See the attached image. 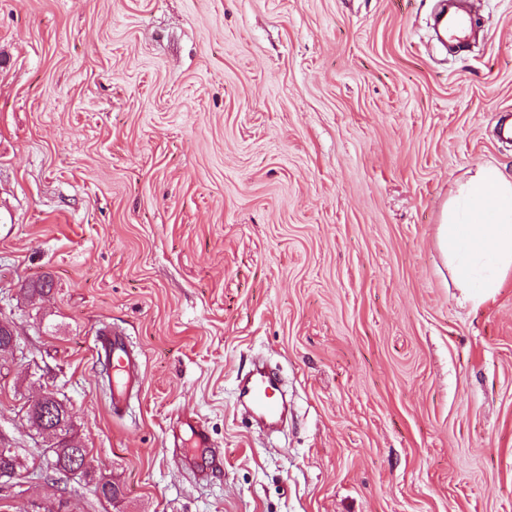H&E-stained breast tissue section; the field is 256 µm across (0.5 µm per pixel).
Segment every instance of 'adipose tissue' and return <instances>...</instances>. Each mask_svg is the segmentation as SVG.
Wrapping results in <instances>:
<instances>
[{
    "label": "adipose tissue",
    "mask_w": 512,
    "mask_h": 512,
    "mask_svg": "<svg viewBox=\"0 0 512 512\" xmlns=\"http://www.w3.org/2000/svg\"><path fill=\"white\" fill-rule=\"evenodd\" d=\"M440 243L460 287L489 296L512 273V174L478 167L448 205Z\"/></svg>",
    "instance_id": "adipose-tissue-1"
}]
</instances>
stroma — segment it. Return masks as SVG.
I'll return each instance as SVG.
<instances>
[{"instance_id": "35a3bbf8", "label": "stroma", "mask_w": 512, "mask_h": 512, "mask_svg": "<svg viewBox=\"0 0 512 512\" xmlns=\"http://www.w3.org/2000/svg\"><path fill=\"white\" fill-rule=\"evenodd\" d=\"M435 4L0 0V444L29 472L0 512H512V275L473 302L438 241L476 166L512 173V0L455 54ZM104 328L142 360L119 414ZM257 356L272 435L236 397ZM45 394L117 503L48 466Z\"/></svg>"}]
</instances>
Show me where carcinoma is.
I'll return each instance as SVG.
<instances>
[{
	"instance_id": "obj_1",
	"label": "carcinoma",
	"mask_w": 512,
	"mask_h": 512,
	"mask_svg": "<svg viewBox=\"0 0 512 512\" xmlns=\"http://www.w3.org/2000/svg\"><path fill=\"white\" fill-rule=\"evenodd\" d=\"M55 410V420L51 422H43L42 413L34 405L29 406L26 417L36 432L45 433L51 437L50 465L53 470L65 473L70 470L73 455L79 453L85 456L87 449L77 438L75 425L67 406L57 400L55 401ZM23 468L24 464L17 452L13 451L5 457L0 455V476L8 475L15 470L20 471ZM96 490L109 503L115 502L121 494L119 487L112 480L103 476L97 479Z\"/></svg>"
}]
</instances>
